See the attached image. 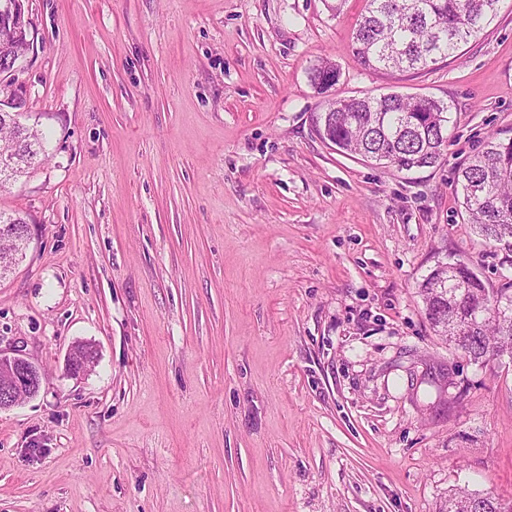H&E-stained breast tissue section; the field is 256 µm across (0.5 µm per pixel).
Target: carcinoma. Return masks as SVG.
I'll return each mask as SVG.
<instances>
[{
    "mask_svg": "<svg viewBox=\"0 0 512 512\" xmlns=\"http://www.w3.org/2000/svg\"><path fill=\"white\" fill-rule=\"evenodd\" d=\"M501 0H368L355 31V51L373 71L421 70L454 57L459 45L477 36L497 16ZM28 46L0 44V67ZM321 61L310 80L319 87L334 75ZM449 106L437 99L392 93L384 98H343L318 117L338 150L401 171L441 164L447 142ZM5 144L21 166L1 174L0 185L17 181L45 160L41 133L0 119ZM462 206L480 232L512 252V139L491 135L481 151L458 170ZM22 217L0 212V277L9 272L28 243ZM428 321L440 336H456L455 349L474 362L497 353L512 354V314L495 315L496 306H512V295H490L483 281L461 263L441 262L419 285ZM447 512H512L495 498L464 488L448 491Z\"/></svg>",
    "mask_w": 512,
    "mask_h": 512,
    "instance_id": "1",
    "label": "carcinoma"
}]
</instances>
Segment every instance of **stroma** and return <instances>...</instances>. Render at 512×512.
<instances>
[{
	"instance_id": "stroma-1",
	"label": "stroma",
	"mask_w": 512,
	"mask_h": 512,
	"mask_svg": "<svg viewBox=\"0 0 512 512\" xmlns=\"http://www.w3.org/2000/svg\"><path fill=\"white\" fill-rule=\"evenodd\" d=\"M366 0H29L12 79L46 160L0 187L29 245L0 352L39 367L0 410V512H444L512 502V358L429 325L441 261L491 294L512 252L469 224L459 166L512 137V0L454 59L365 69ZM341 77L318 92L319 61ZM450 107L440 166L347 155L335 98ZM91 347L72 374L67 355ZM503 504L486 495L481 496L471 493L465 488L451 489L448 492L447 512H512V502L510 506Z\"/></svg>"
}]
</instances>
